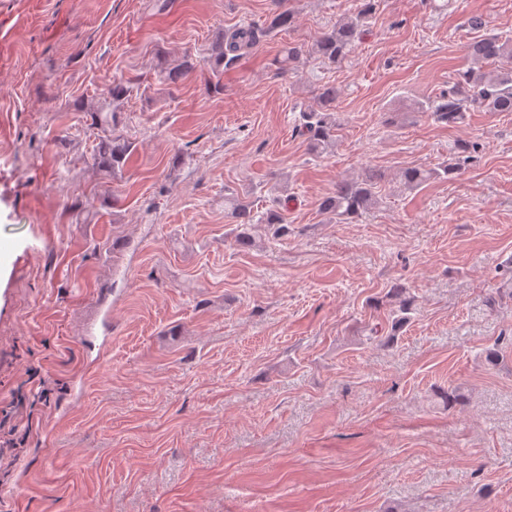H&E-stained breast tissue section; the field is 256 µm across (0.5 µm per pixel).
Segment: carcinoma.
Returning <instances> with one entry per match:
<instances>
[{"label":"carcinoma","mask_w":512,"mask_h":512,"mask_svg":"<svg viewBox=\"0 0 512 512\" xmlns=\"http://www.w3.org/2000/svg\"><path fill=\"white\" fill-rule=\"evenodd\" d=\"M376 0H354V12L339 19L336 25L322 32L314 41L310 52L330 64L342 62L360 39L363 23L375 11ZM294 14L289 9H280L271 19L268 30L291 27ZM263 31L253 25H240L224 32L223 37L211 48L212 77L207 81L214 92L223 90L224 66L237 61L251 51L260 41ZM468 51L479 64L458 75L448 91L434 99L416 104L418 112L427 113L435 120L454 124L463 118V113L475 105H482L493 112H512V40L489 34L475 38ZM488 63L501 64L500 70L491 74L482 69ZM198 63L185 55L165 67L159 81L166 85L177 84L196 72ZM339 90L334 84L319 86L314 95V106L299 116L295 126L297 134L304 138L310 153L323 156L335 146L336 122L332 112L336 108ZM103 159H112V167L124 164L131 156V143L121 136H114L101 143ZM452 164L441 168L423 169L407 167L401 172L403 186L413 190L432 178H446L455 173ZM381 176L374 170H365L357 178L340 177L333 190L319 200L318 210L326 224L342 223L374 208L380 203L378 188ZM251 188L242 195L224 197V206L230 223L239 226L235 243L247 246L253 242L248 228L255 224L277 226V232L288 230V218L278 207L263 212L254 209Z\"/></svg>","instance_id":"cac0c4a2"}]
</instances>
